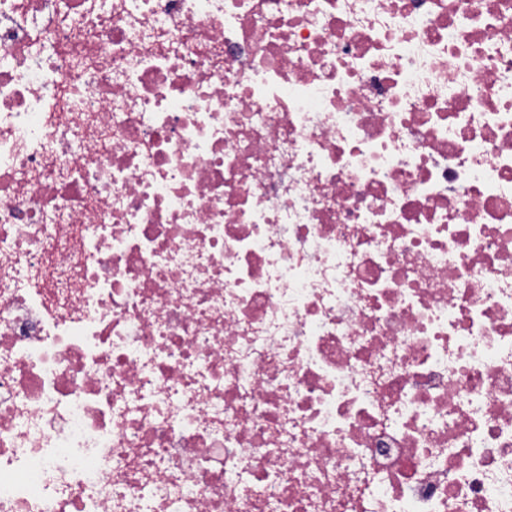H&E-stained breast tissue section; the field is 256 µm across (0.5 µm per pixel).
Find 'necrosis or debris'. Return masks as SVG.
I'll return each mask as SVG.
<instances>
[{
  "mask_svg": "<svg viewBox=\"0 0 512 512\" xmlns=\"http://www.w3.org/2000/svg\"><path fill=\"white\" fill-rule=\"evenodd\" d=\"M0 512H512V0H0Z\"/></svg>",
  "mask_w": 512,
  "mask_h": 512,
  "instance_id": "4bbe7bcc",
  "label": "necrosis or debris"
}]
</instances>
